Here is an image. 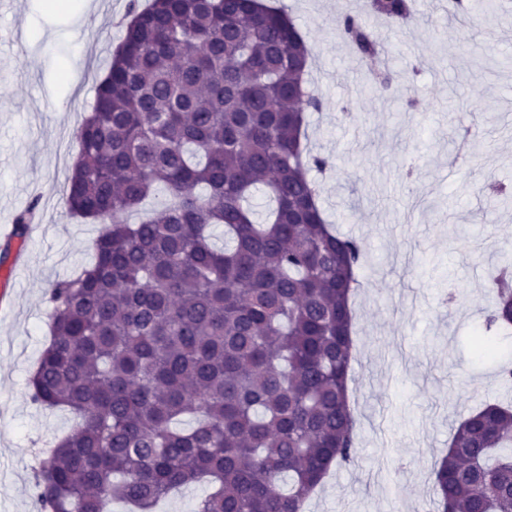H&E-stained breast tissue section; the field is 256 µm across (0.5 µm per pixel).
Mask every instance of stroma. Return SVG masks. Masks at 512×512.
Listing matches in <instances>:
<instances>
[{
  "label": "stroma",
  "instance_id": "obj_1",
  "mask_svg": "<svg viewBox=\"0 0 512 512\" xmlns=\"http://www.w3.org/2000/svg\"><path fill=\"white\" fill-rule=\"evenodd\" d=\"M131 1L92 0L78 16L17 0L0 14V221L13 226L31 208L41 221L11 266L12 308L0 316V512H34L38 443L73 424L68 411L34 405L27 381L49 338L46 287L90 260L101 230L71 217L59 190L94 104L85 75L105 76ZM279 2L326 74L308 129L329 160L312 174L321 206L364 254L349 383L359 453L306 512H433L432 470L452 427L482 400L512 402L498 375L512 366V330L489 323L486 288L512 259V68L494 62L512 57V0L462 22L417 0L402 28L364 0ZM348 11L382 33L376 63L395 73L387 91L355 88L357 57L336 27ZM477 333L496 340V357L474 354Z\"/></svg>",
  "mask_w": 512,
  "mask_h": 512
}]
</instances>
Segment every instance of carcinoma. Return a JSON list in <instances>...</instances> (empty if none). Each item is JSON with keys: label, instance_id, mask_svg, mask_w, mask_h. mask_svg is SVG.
<instances>
[{"label": "carcinoma", "instance_id": "cac0c4a2", "mask_svg": "<svg viewBox=\"0 0 512 512\" xmlns=\"http://www.w3.org/2000/svg\"><path fill=\"white\" fill-rule=\"evenodd\" d=\"M414 0H372L404 23ZM359 57L378 35L337 19ZM311 50L261 0H151L76 130L64 203L105 223L91 262L46 290L49 340L28 389L77 419L34 476L38 512H152L205 482L195 512H304L357 451L349 400L358 241L325 222L308 174ZM265 189L266 221L250 199ZM165 196L145 219L129 216ZM224 225V247L210 230ZM512 326V262L489 284ZM492 358L496 342L473 338ZM435 512H512V406L464 416L435 463Z\"/></svg>", "mask_w": 512, "mask_h": 512}]
</instances>
